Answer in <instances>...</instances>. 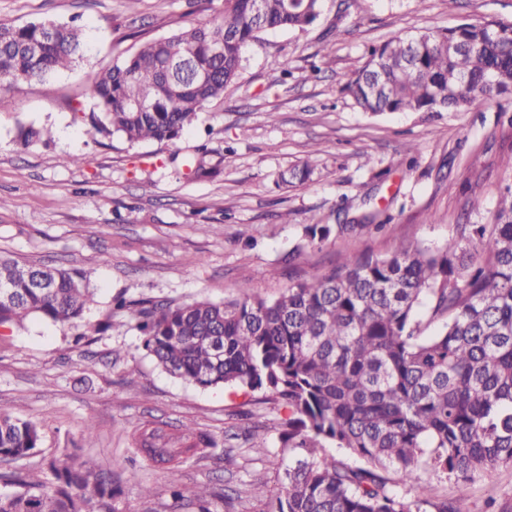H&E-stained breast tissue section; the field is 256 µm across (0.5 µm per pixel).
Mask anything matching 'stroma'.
<instances>
[{"label": "stroma", "mask_w": 512, "mask_h": 512, "mask_svg": "<svg viewBox=\"0 0 512 512\" xmlns=\"http://www.w3.org/2000/svg\"><path fill=\"white\" fill-rule=\"evenodd\" d=\"M223 0H0V21L76 22L79 63L14 91L0 112V251L84 271L96 302L79 326L39 318L0 328V407L43 429L41 452L0 462L9 474L48 478L43 461L91 459L120 489L115 512H188L168 494L214 491L215 512H257L254 480L271 494L292 461L279 434V401L241 389H202L162 370L112 300L183 304L235 298L242 285L275 297L289 285L362 252L443 245L459 224H490L512 172V97L465 112H360L342 87L371 47L462 22L512 23V0H331L303 30L262 33L222 101L173 141L131 144L95 134L78 114L106 62L144 38L169 35L222 11ZM292 74H280L283 60ZM319 73H312V66ZM46 126L49 145L20 147L18 126ZM207 147L216 172L188 178L185 162ZM80 164H70V157ZM311 160L309 182L284 187L281 172ZM378 214L382 228L363 226ZM312 224L348 225L317 240ZM108 322L106 331L90 328ZM92 433H84L85 423ZM183 425L215 442L210 458L170 473L137 454L135 430ZM512 506V468L476 476L465 512Z\"/></svg>", "instance_id": "obj_1"}]
</instances>
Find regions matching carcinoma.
I'll return each instance as SVG.
<instances>
[{
  "instance_id": "cac0c4a2",
  "label": "carcinoma",
  "mask_w": 512,
  "mask_h": 512,
  "mask_svg": "<svg viewBox=\"0 0 512 512\" xmlns=\"http://www.w3.org/2000/svg\"><path fill=\"white\" fill-rule=\"evenodd\" d=\"M224 0L221 14L143 42L104 66L86 93L88 122L131 144L172 141L224 98L244 51L273 29H302L327 0ZM82 33L51 20L0 22V111L6 92L70 68L82 58ZM343 90L365 112H463L512 93V25L465 22L396 37L368 52ZM22 126L23 147L51 139ZM308 161L280 175L304 184ZM0 326L29 317L62 326L95 303L84 272L37 266L0 254ZM143 347L174 377L201 388L260 391L288 405L282 447L341 448L361 460L302 456L285 472L264 512H461L432 499L421 473L470 480L512 466V191L493 224H460L439 247H400L386 256L346 257L326 273L268 298L240 296L151 308L120 294ZM428 307L437 330L426 333ZM136 451L176 470L208 456L213 440L184 428L177 442L138 429ZM41 428L0 409V460L38 452ZM51 481L0 495V512H115L112 477L85 460L49 459ZM394 470L398 480L389 477Z\"/></svg>"
}]
</instances>
